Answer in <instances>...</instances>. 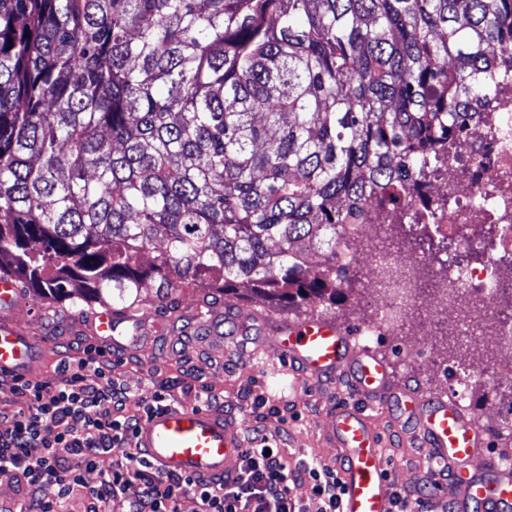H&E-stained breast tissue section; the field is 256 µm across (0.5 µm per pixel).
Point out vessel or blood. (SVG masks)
<instances>
[{
	"instance_id": "obj_1",
	"label": "vessel or blood",
	"mask_w": 512,
	"mask_h": 512,
	"mask_svg": "<svg viewBox=\"0 0 512 512\" xmlns=\"http://www.w3.org/2000/svg\"><path fill=\"white\" fill-rule=\"evenodd\" d=\"M29 307L17 282L0 275V378L30 376L50 343L20 325ZM232 319L241 335L263 327L245 358L287 375L290 389L347 382L354 400L331 409L328 430L343 462L341 512H393L391 473L371 422L373 414L389 410L424 450L425 471L408 490L412 512H512V460L488 455L484 429L459 403L396 383L388 362L335 321L316 315L273 319L248 310L235 311ZM163 329L159 321L133 319L107 305L74 324L75 332L119 354L139 353ZM244 430L236 414L170 405L145 419L136 446L154 470L208 483L235 477Z\"/></svg>"
}]
</instances>
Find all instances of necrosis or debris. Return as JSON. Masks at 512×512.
<instances>
[{
	"label": "necrosis or debris",
	"instance_id": "4bbe7bcc",
	"mask_svg": "<svg viewBox=\"0 0 512 512\" xmlns=\"http://www.w3.org/2000/svg\"><path fill=\"white\" fill-rule=\"evenodd\" d=\"M414 209L439 236L452 238L466 227L467 246L487 252L480 264L448 270L450 290L432 298L422 334L436 333L453 310L466 319L469 335L484 336V324L467 320V312L495 311L512 303L499 291L507 273L498 261L499 255L512 254V77L499 83L477 126L449 144L446 159L427 171L414 194ZM392 221L391 214L373 211L352 233L360 247L344 244L337 253L338 260L351 266L364 260L375 268L365 296L374 309L363 329L367 339L399 325L413 304L422 266L418 255L383 249L381 231Z\"/></svg>",
	"mask_w": 512,
	"mask_h": 512
}]
</instances>
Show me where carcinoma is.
Wrapping results in <instances>:
<instances>
[{
	"label": "carcinoma",
	"instance_id": "1",
	"mask_svg": "<svg viewBox=\"0 0 512 512\" xmlns=\"http://www.w3.org/2000/svg\"><path fill=\"white\" fill-rule=\"evenodd\" d=\"M511 66L512 0H0V274L131 311L205 274L334 305L342 235L408 214Z\"/></svg>",
	"mask_w": 512,
	"mask_h": 512
}]
</instances>
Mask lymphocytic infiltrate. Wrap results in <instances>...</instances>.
Masks as SVG:
<instances>
[{
    "label": "lymphocytic infiltrate",
    "mask_w": 512,
    "mask_h": 512,
    "mask_svg": "<svg viewBox=\"0 0 512 512\" xmlns=\"http://www.w3.org/2000/svg\"><path fill=\"white\" fill-rule=\"evenodd\" d=\"M110 363L103 348L89 345L77 357L60 360L57 383L39 375L15 381L21 400L11 415L0 414V475L22 495L19 507L0 512H179L192 494L198 512H340L343 485L333 464L290 466L283 448L253 429L237 475L204 485L178 475H161L134 446L139 425L153 411L171 405L166 387L134 398L123 388L102 389ZM125 451L113 460V449ZM96 471L97 483L86 472ZM312 483V497H294L290 485L300 475ZM54 484L53 497L43 488Z\"/></svg>",
    "instance_id": "f902f5d3"
}]
</instances>
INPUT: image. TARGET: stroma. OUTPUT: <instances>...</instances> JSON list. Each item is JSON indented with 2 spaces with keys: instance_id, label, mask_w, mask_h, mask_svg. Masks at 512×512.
I'll return each mask as SVG.
<instances>
[{
  "instance_id": "1",
  "label": "stroma",
  "mask_w": 512,
  "mask_h": 512,
  "mask_svg": "<svg viewBox=\"0 0 512 512\" xmlns=\"http://www.w3.org/2000/svg\"><path fill=\"white\" fill-rule=\"evenodd\" d=\"M368 271H361L359 282L348 292L344 302L333 306L327 316L336 324L360 331L368 319L364 305ZM179 311L173 319L174 336L147 347L134 355L113 357L109 375L113 384L131 391L147 390L156 385L169 388L178 399L194 403L197 391L206 389L217 395L213 408L225 410L235 405L246 429L264 428L268 435L282 439L291 463L312 460L333 463L334 448L326 440L328 408L348 400L344 385L326 383L308 389L288 391L280 377L260 367L246 364L242 352L207 342L206 318H193L201 305L213 310L238 307L270 312L265 300L253 296L245 287L226 294L207 295L201 284H183L177 294ZM419 324H411L396 332L375 336L372 350L392 366L395 381L407 382L427 392L448 391L451 370L457 369V358L448 352L442 336H423ZM421 350L422 357L412 364L406 358L408 349ZM279 407L273 415L260 408L261 400ZM512 405V391L505 388L477 391L468 411L478 419L489 436V451L498 458L512 455V440L503 441L496 416ZM373 423L382 437V450L395 484H403L423 464L420 449L414 448L409 436L397 433L389 418L374 415Z\"/></svg>"
}]
</instances>
